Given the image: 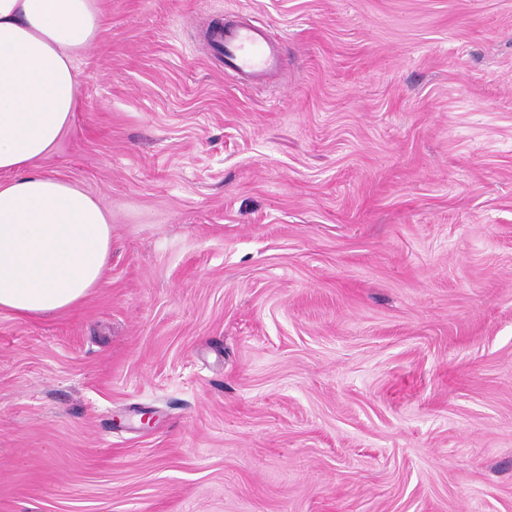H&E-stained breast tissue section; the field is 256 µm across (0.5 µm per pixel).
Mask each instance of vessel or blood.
<instances>
[{"instance_id":"1","label":"vessel or blood","mask_w":512,"mask_h":512,"mask_svg":"<svg viewBox=\"0 0 512 512\" xmlns=\"http://www.w3.org/2000/svg\"><path fill=\"white\" fill-rule=\"evenodd\" d=\"M221 52L225 70L249 83L263 85L284 73L278 41L255 18L226 25Z\"/></svg>"}]
</instances>
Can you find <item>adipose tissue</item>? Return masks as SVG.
I'll return each mask as SVG.
<instances>
[{
  "mask_svg": "<svg viewBox=\"0 0 512 512\" xmlns=\"http://www.w3.org/2000/svg\"><path fill=\"white\" fill-rule=\"evenodd\" d=\"M103 16L97 0H0V312L72 309L112 250L107 213L75 184L35 171L72 124L78 53Z\"/></svg>",
  "mask_w": 512,
  "mask_h": 512,
  "instance_id": "ef3b65f1",
  "label": "adipose tissue"
}]
</instances>
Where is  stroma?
<instances>
[{"label":"stroma","instance_id":"35a3bbf8","mask_svg":"<svg viewBox=\"0 0 512 512\" xmlns=\"http://www.w3.org/2000/svg\"><path fill=\"white\" fill-rule=\"evenodd\" d=\"M98 2L38 170L112 252L0 312V512H512V0ZM220 52L224 72L255 85H263L284 73L278 41L254 17L224 28Z\"/></svg>","mask_w":512,"mask_h":512}]
</instances>
